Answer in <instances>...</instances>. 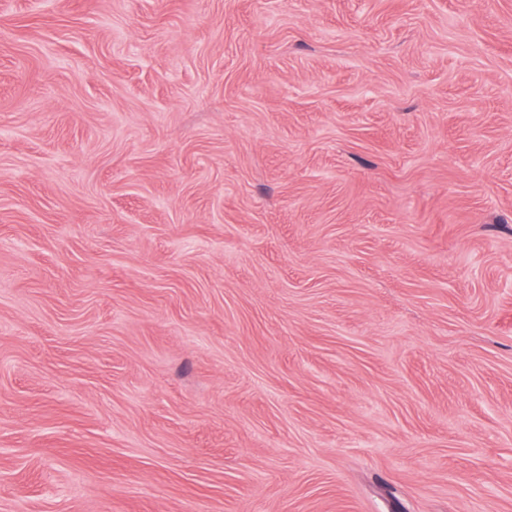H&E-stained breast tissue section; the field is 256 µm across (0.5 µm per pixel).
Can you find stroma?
Returning a JSON list of instances; mask_svg holds the SVG:
<instances>
[{"label":"stroma","mask_w":512,"mask_h":512,"mask_svg":"<svg viewBox=\"0 0 512 512\" xmlns=\"http://www.w3.org/2000/svg\"><path fill=\"white\" fill-rule=\"evenodd\" d=\"M0 512H512V0H0Z\"/></svg>","instance_id":"obj_1"}]
</instances>
